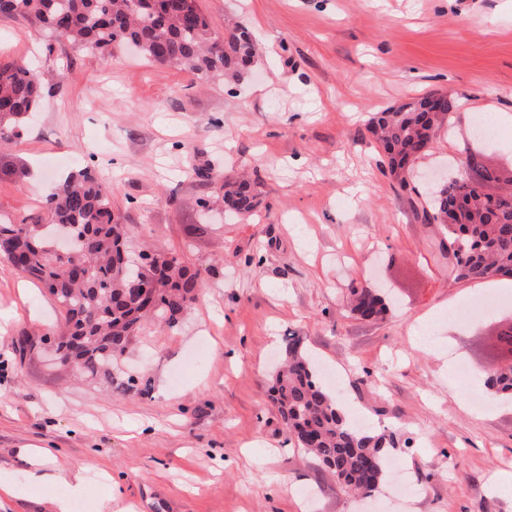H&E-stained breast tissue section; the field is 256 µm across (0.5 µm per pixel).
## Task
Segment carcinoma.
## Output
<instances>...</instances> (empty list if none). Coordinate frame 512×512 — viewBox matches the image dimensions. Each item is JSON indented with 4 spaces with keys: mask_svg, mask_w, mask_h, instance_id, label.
I'll list each match as a JSON object with an SVG mask.
<instances>
[{
    "mask_svg": "<svg viewBox=\"0 0 512 512\" xmlns=\"http://www.w3.org/2000/svg\"><path fill=\"white\" fill-rule=\"evenodd\" d=\"M0 14L30 19L80 49L132 44L148 63L177 65L206 81L238 79L255 56L246 28L232 27L224 40H214L197 0H0ZM46 80L26 63L0 66L1 144L20 137L25 118L39 107ZM453 108L448 96L430 93L371 116L369 129L400 188H406L405 171L449 122ZM221 189L225 208L236 217L254 213L260 204L247 181H226ZM42 208L51 223L0 219V263L47 290L59 305L64 323L55 339L67 371L108 375L107 367L146 319L176 325L203 288L199 270L174 252H160L159 301L147 308L138 267L128 261L125 225L112 210V189L88 166L64 178ZM422 218L439 226L446 250L453 251L455 279L512 276V199L494 202L450 179L434 189ZM56 224L73 228L67 258L53 255ZM349 293L350 310L359 319L375 321L386 313L379 290L352 286ZM497 347L501 357L512 360V325L499 332ZM282 355L273 402L289 440L336 474L341 486L373 494L388 479L386 460L398 447L396 433L353 426L337 396L318 379V363L302 339L284 338ZM486 384L494 397L511 401L512 364L491 374Z\"/></svg>",
    "mask_w": 512,
    "mask_h": 512,
    "instance_id": "carcinoma-1",
    "label": "carcinoma"
}]
</instances>
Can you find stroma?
<instances>
[{
	"label": "stroma",
	"mask_w": 512,
	"mask_h": 512,
	"mask_svg": "<svg viewBox=\"0 0 512 512\" xmlns=\"http://www.w3.org/2000/svg\"><path fill=\"white\" fill-rule=\"evenodd\" d=\"M216 37L249 28L257 56L238 82H202L135 54L80 50L0 15V64L62 70L22 137L0 145V215L34 223L61 175L89 166L138 252L161 246L199 269L176 327L150 320L111 378L68 377L50 351L17 350L62 319L53 298L0 266V474L26 484L80 470L87 512H512V402L482 379L500 363L512 288L457 281L427 183L468 157L512 168V0H197ZM454 99L448 127L399 191L368 120L408 97ZM261 193L250 217L205 211L194 167ZM389 290L383 319L347 305L351 285ZM493 311L461 324L473 301ZM338 370L346 414L396 432L400 481L355 499L290 442L270 397L283 337ZM372 372L376 384L363 382ZM146 393H123L128 379Z\"/></svg>",
	"instance_id": "1"
}]
</instances>
